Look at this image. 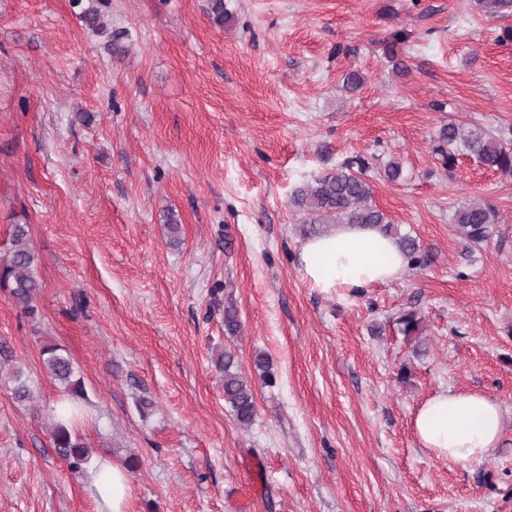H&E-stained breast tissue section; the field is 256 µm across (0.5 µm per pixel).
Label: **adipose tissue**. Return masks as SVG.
<instances>
[{
  "label": "adipose tissue",
  "mask_w": 512,
  "mask_h": 512,
  "mask_svg": "<svg viewBox=\"0 0 512 512\" xmlns=\"http://www.w3.org/2000/svg\"><path fill=\"white\" fill-rule=\"evenodd\" d=\"M304 280L332 293H360L399 280L409 260L396 241L377 227L340 224L328 234L313 237L301 247ZM501 405L488 395L447 390L417 411L414 428L422 447L453 462H478L497 448L503 430Z\"/></svg>",
  "instance_id": "ef3b65f1"
}]
</instances>
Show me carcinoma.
I'll return each mask as SVG.
<instances>
[{"label":"carcinoma","mask_w":512,"mask_h":512,"mask_svg":"<svg viewBox=\"0 0 512 512\" xmlns=\"http://www.w3.org/2000/svg\"><path fill=\"white\" fill-rule=\"evenodd\" d=\"M86 27L98 34L107 35L112 56L123 54L124 33L107 32L102 22L101 10L95 6L85 9L81 15ZM436 152L444 165L453 167L463 155L473 156L495 171L512 177V138L471 124L450 123L440 127L437 133ZM369 162L362 158L348 160L336 171L315 179L295 190L291 204L304 214L303 223L314 236L324 234L330 224H368L382 227L394 234L392 223L374 203L371 184L364 178ZM455 231L463 244L462 254L473 252V247L488 240L493 227L499 223V213L486 201H472L458 208L453 216ZM402 251L410 262L421 263L420 245L408 236L398 237ZM0 285L10 290L13 301L26 314L37 313L34 296L40 288L36 275V257L29 240L27 225H12L10 247L0 253ZM41 355L43 365L50 376L62 386L67 398L75 401L85 396L81 380L74 379L73 363L65 350L56 344H45ZM218 369L224 372V402L231 408L237 422L247 427L253 422L256 403L252 386L235 365L234 355L226 351L217 360ZM9 379L16 401L26 403L33 397L24 369L15 366ZM76 408L61 403L49 412L51 444L56 454L65 460L70 469L79 472L89 462L90 450L68 425Z\"/></svg>","instance_id":"1"}]
</instances>
